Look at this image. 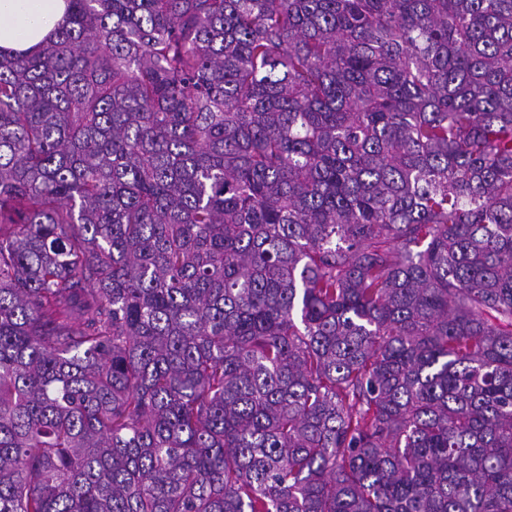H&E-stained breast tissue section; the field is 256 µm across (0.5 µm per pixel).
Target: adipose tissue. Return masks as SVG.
<instances>
[{
  "instance_id": "obj_1",
  "label": "adipose tissue",
  "mask_w": 512,
  "mask_h": 512,
  "mask_svg": "<svg viewBox=\"0 0 512 512\" xmlns=\"http://www.w3.org/2000/svg\"><path fill=\"white\" fill-rule=\"evenodd\" d=\"M67 0H0V48L36 50L63 22Z\"/></svg>"
}]
</instances>
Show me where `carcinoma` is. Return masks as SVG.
I'll return each instance as SVG.
<instances>
[{"mask_svg": "<svg viewBox=\"0 0 512 512\" xmlns=\"http://www.w3.org/2000/svg\"><path fill=\"white\" fill-rule=\"evenodd\" d=\"M0 512H512V0L0 53Z\"/></svg>", "mask_w": 512, "mask_h": 512, "instance_id": "1", "label": "carcinoma"}]
</instances>
